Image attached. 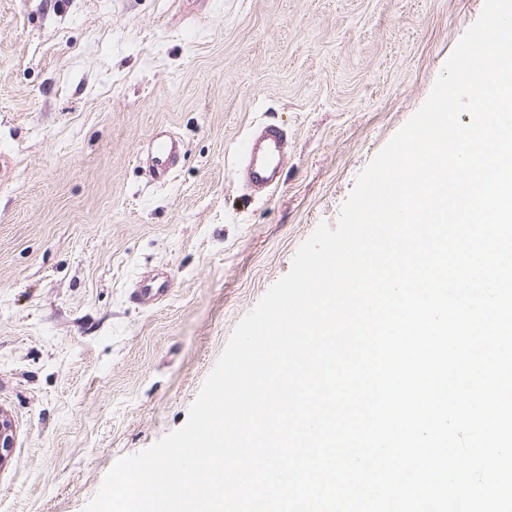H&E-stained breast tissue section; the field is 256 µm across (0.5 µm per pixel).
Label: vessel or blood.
Segmentation results:
<instances>
[{
  "instance_id": "vessel-or-blood-1",
  "label": "vessel or blood",
  "mask_w": 512,
  "mask_h": 512,
  "mask_svg": "<svg viewBox=\"0 0 512 512\" xmlns=\"http://www.w3.org/2000/svg\"><path fill=\"white\" fill-rule=\"evenodd\" d=\"M147 170L152 181L165 183L176 170L182 144L166 127H158L147 142ZM238 173L255 192L275 190L288 157V135L278 125L266 123L254 129L239 146ZM170 292L168 280L159 273L143 276L131 293L132 300L145 309L162 303Z\"/></svg>"
}]
</instances>
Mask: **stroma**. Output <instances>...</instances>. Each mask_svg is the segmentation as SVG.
<instances>
[{"label":"stroma","mask_w":512,"mask_h":512,"mask_svg":"<svg viewBox=\"0 0 512 512\" xmlns=\"http://www.w3.org/2000/svg\"><path fill=\"white\" fill-rule=\"evenodd\" d=\"M484 0H0V512H84L181 428L235 328L335 224ZM285 128L279 188L238 144ZM167 126L184 155L151 181ZM163 269L172 296L130 297ZM147 170L153 182L164 184L176 170L181 154L182 144L170 130L159 126L147 142Z\"/></svg>","instance_id":"1"}]
</instances>
